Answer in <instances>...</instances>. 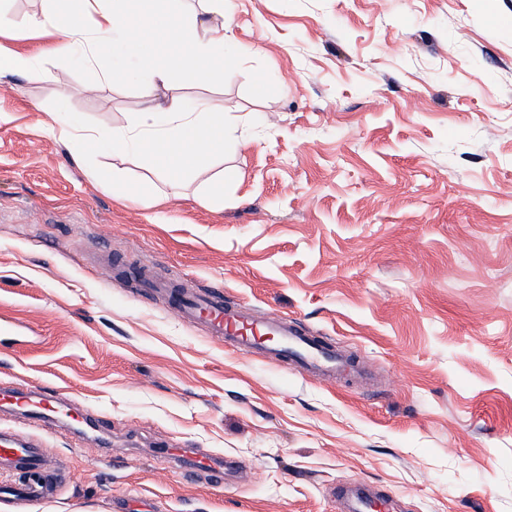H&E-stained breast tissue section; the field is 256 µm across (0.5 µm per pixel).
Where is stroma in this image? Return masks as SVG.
I'll return each instance as SVG.
<instances>
[{"label": "stroma", "instance_id": "stroma-1", "mask_svg": "<svg viewBox=\"0 0 512 512\" xmlns=\"http://www.w3.org/2000/svg\"><path fill=\"white\" fill-rule=\"evenodd\" d=\"M224 24L223 79L177 90L223 107L224 155L137 205L83 168L139 178L141 158L76 163L48 122L64 86L76 120L130 124L138 59L92 93L76 57L0 80V383L92 418L12 419L61 481L0 512H339L329 490L353 484L398 512H512V0H225ZM111 254L360 372L227 350ZM190 448L238 468L192 473Z\"/></svg>", "mask_w": 512, "mask_h": 512}]
</instances>
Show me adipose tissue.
Instances as JSON below:
<instances>
[{
  "label": "adipose tissue",
  "mask_w": 512,
  "mask_h": 512,
  "mask_svg": "<svg viewBox=\"0 0 512 512\" xmlns=\"http://www.w3.org/2000/svg\"><path fill=\"white\" fill-rule=\"evenodd\" d=\"M17 29L44 38L39 54L0 50V77L39 80L38 56L80 55L97 80H122L100 68L112 50L139 57L148 70L144 106L135 122L106 134L58 115V135L77 150L95 149L124 158L141 157L150 170L172 181L207 167L223 155V110L205 103L188 106L173 90L203 75L223 76L231 43L224 31V0H202L187 13L184 0H49L41 13L16 22L0 17V31ZM88 179L111 188L121 202L136 203L155 194L150 179L127 180L119 168L94 167Z\"/></svg>",
  "instance_id": "obj_1"
}]
</instances>
